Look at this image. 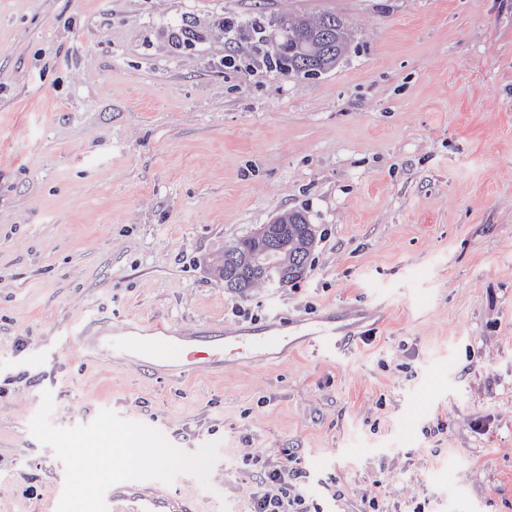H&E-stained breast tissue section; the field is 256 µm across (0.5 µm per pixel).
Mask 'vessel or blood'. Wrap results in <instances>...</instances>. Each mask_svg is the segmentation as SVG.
<instances>
[{"label":"vessel or blood","instance_id":"obj_1","mask_svg":"<svg viewBox=\"0 0 512 512\" xmlns=\"http://www.w3.org/2000/svg\"><path fill=\"white\" fill-rule=\"evenodd\" d=\"M346 326L339 316L320 313L309 318H279L276 325L233 332L218 326L183 333L134 324L94 323L77 331L78 349L105 362L123 363L144 373L164 377L169 372H212L223 369L226 358L241 364L264 362L285 355L307 340L317 346H340ZM109 512H196L191 497L177 491L122 482L105 494Z\"/></svg>","mask_w":512,"mask_h":512}]
</instances>
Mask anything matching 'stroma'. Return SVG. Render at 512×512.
Returning a JSON list of instances; mask_svg holds the SVG:
<instances>
[{"label":"stroma","mask_w":512,"mask_h":512,"mask_svg":"<svg viewBox=\"0 0 512 512\" xmlns=\"http://www.w3.org/2000/svg\"><path fill=\"white\" fill-rule=\"evenodd\" d=\"M289 12L343 19L334 68L259 46L252 20ZM296 210L318 229L304 279L238 295L209 273ZM351 304L375 317L343 348L217 375L66 341ZM4 380L0 512L65 482L29 429L46 390L61 428L110 409L187 453L219 442L210 487L173 482L200 512H247L244 446L301 449L324 512H362L382 477L383 512H512V0H0Z\"/></svg>","instance_id":"35a3bbf8"}]
</instances>
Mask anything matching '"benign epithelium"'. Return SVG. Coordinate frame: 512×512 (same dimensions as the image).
Returning <instances> with one entry per match:
<instances>
[{"instance_id":"1","label":"benign epithelium","mask_w":512,"mask_h":512,"mask_svg":"<svg viewBox=\"0 0 512 512\" xmlns=\"http://www.w3.org/2000/svg\"><path fill=\"white\" fill-rule=\"evenodd\" d=\"M288 236V229L277 224H264L249 237L250 252L247 257L249 265L241 263L239 251L229 247L224 252V269L227 280L231 283L247 281L253 276H264L272 274L280 279L302 276L305 274L307 265L305 259L297 257L294 264L286 267H273L269 263L271 256L280 251L279 239Z\"/></svg>"}]
</instances>
